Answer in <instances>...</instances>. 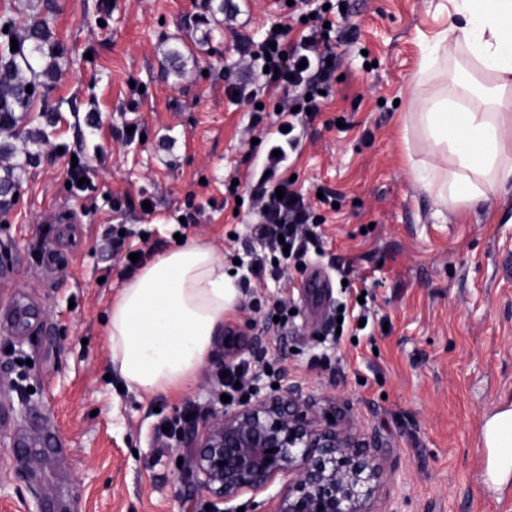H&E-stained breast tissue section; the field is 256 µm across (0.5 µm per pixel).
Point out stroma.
Segmentation results:
<instances>
[{
    "label": "stroma",
    "instance_id": "35a3bbf8",
    "mask_svg": "<svg viewBox=\"0 0 512 512\" xmlns=\"http://www.w3.org/2000/svg\"><path fill=\"white\" fill-rule=\"evenodd\" d=\"M447 3L346 0L353 41L288 168L309 200L336 195L337 208H318L325 252L262 288L244 279L255 217L224 204L225 184L248 188L263 163L259 131L225 89L255 88L243 49L285 23L284 0H224L218 16L208 0H0L17 34L43 14L68 50L20 123L30 159L0 211L13 271L0 285V512H207L186 479L189 438L223 405L224 338L187 388L119 391L105 336L129 279L116 229L148 257L179 236L223 254L240 290L224 321L261 338L242 363L261 392L300 384L370 437L381 464L370 512H512V467L484 445L487 419L512 409V281L501 268L512 195L435 218L415 173L428 149L404 138L419 98L469 81L460 52L422 69L426 42L452 23ZM174 45L188 59L181 77L167 70ZM75 154L92 186L81 198L66 186ZM64 210L76 223H59ZM47 250L63 255L56 270L41 265ZM317 271L329 286L320 307L306 295ZM362 291L367 327L350 318L337 329L338 305ZM280 301L290 315L278 321ZM17 306L27 324L9 320Z\"/></svg>",
    "mask_w": 512,
    "mask_h": 512
}]
</instances>
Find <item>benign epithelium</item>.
<instances>
[{"mask_svg": "<svg viewBox=\"0 0 512 512\" xmlns=\"http://www.w3.org/2000/svg\"><path fill=\"white\" fill-rule=\"evenodd\" d=\"M242 336L226 329L224 362L240 356ZM191 444L189 477L211 512H234L221 505L265 492L279 477L290 481L273 496L274 512H365L380 477L369 440L320 415L297 385L214 412L193 431Z\"/></svg>", "mask_w": 512, "mask_h": 512, "instance_id": "7a95c632", "label": "benign epithelium"}]
</instances>
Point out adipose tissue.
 <instances>
[{"label": "adipose tissue", "mask_w": 512, "mask_h": 512, "mask_svg": "<svg viewBox=\"0 0 512 512\" xmlns=\"http://www.w3.org/2000/svg\"><path fill=\"white\" fill-rule=\"evenodd\" d=\"M461 25L440 35L426 62L449 45L495 75V109L483 112L440 94L420 99L405 127L427 143L432 160L418 179L437 205L466 211L512 192V0H449ZM238 290L224 258L207 244L179 243L149 259L113 299L106 335L112 364L128 389L188 386Z\"/></svg>", "instance_id": "obj_1"}]
</instances>
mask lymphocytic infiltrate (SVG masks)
Instances as JSON below:
<instances>
[{
    "label": "lymphocytic infiltrate",
    "instance_id": "obj_1",
    "mask_svg": "<svg viewBox=\"0 0 512 512\" xmlns=\"http://www.w3.org/2000/svg\"><path fill=\"white\" fill-rule=\"evenodd\" d=\"M350 41L347 29L331 22L329 11L312 0H293L287 24L268 31L248 52L263 91L277 100L275 122L281 128L276 152L267 156L264 174L249 192L254 230L265 250L247 271L257 282L280 279L291 262L302 261L309 247L320 244L316 228L322 217L294 182L283 177L287 164L278 151L296 148L299 122L322 112V92L334 79L337 49ZM279 188L284 191L280 198L275 195Z\"/></svg>",
    "mask_w": 512,
    "mask_h": 512
}]
</instances>
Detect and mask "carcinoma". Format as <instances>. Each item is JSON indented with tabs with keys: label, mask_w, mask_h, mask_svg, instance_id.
Returning a JSON list of instances; mask_svg holds the SVG:
<instances>
[{
	"label": "carcinoma",
	"mask_w": 512,
	"mask_h": 512,
	"mask_svg": "<svg viewBox=\"0 0 512 512\" xmlns=\"http://www.w3.org/2000/svg\"><path fill=\"white\" fill-rule=\"evenodd\" d=\"M67 50L52 40L46 22L32 20L17 49L0 53V131L17 136L16 125L20 114L31 111L35 101L43 96L44 83L35 64L47 60L44 74L60 71ZM31 91H26V88ZM21 163L6 164L5 175L0 178V195L6 197L15 186L14 170Z\"/></svg>",
	"instance_id": "cac0c4a2"
}]
</instances>
